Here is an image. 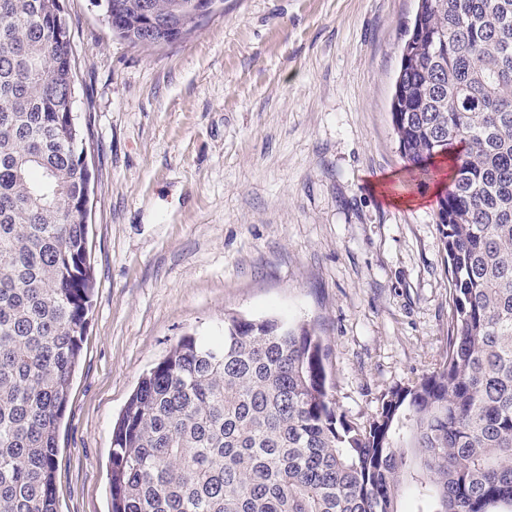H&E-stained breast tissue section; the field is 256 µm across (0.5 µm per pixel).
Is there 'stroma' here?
I'll list each match as a JSON object with an SVG mask.
<instances>
[{
	"instance_id": "obj_1",
	"label": "stroma",
	"mask_w": 512,
	"mask_h": 512,
	"mask_svg": "<svg viewBox=\"0 0 512 512\" xmlns=\"http://www.w3.org/2000/svg\"><path fill=\"white\" fill-rule=\"evenodd\" d=\"M61 4L94 290L57 512H110L115 419L181 337L217 333L225 313L314 328L331 393L360 423L439 366L452 334L439 187L406 192L390 112L417 0H224L145 47L91 0Z\"/></svg>"
}]
</instances>
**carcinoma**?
I'll return each mask as SVG.
<instances>
[{
	"instance_id": "cac0c4a2",
	"label": "carcinoma",
	"mask_w": 512,
	"mask_h": 512,
	"mask_svg": "<svg viewBox=\"0 0 512 512\" xmlns=\"http://www.w3.org/2000/svg\"><path fill=\"white\" fill-rule=\"evenodd\" d=\"M193 0H92L142 45L145 6L182 38ZM60 0H0V512H56L58 433L93 281L86 137ZM417 175L448 162L437 224L453 335L432 372L358 424L322 340L224 315L142 378L112 435V512H512V0H419L391 103Z\"/></svg>"
}]
</instances>
